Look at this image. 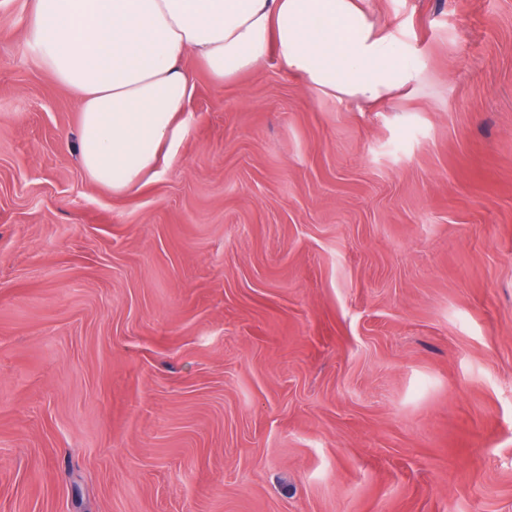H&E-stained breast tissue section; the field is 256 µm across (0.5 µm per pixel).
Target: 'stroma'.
Here are the masks:
<instances>
[{"label": "stroma", "mask_w": 512, "mask_h": 512, "mask_svg": "<svg viewBox=\"0 0 512 512\" xmlns=\"http://www.w3.org/2000/svg\"><path fill=\"white\" fill-rule=\"evenodd\" d=\"M375 106L187 57L123 193L0 0V512H512V0H370Z\"/></svg>", "instance_id": "35a3bbf8"}]
</instances>
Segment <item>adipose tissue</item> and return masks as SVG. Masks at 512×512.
Returning <instances> with one entry per match:
<instances>
[{
    "instance_id": "ef3b65f1",
    "label": "adipose tissue",
    "mask_w": 512,
    "mask_h": 512,
    "mask_svg": "<svg viewBox=\"0 0 512 512\" xmlns=\"http://www.w3.org/2000/svg\"><path fill=\"white\" fill-rule=\"evenodd\" d=\"M29 41L81 100L83 168L116 193L154 173L185 133V54L221 81L273 57L341 101L377 103L422 76L359 0H32Z\"/></svg>"
}]
</instances>
